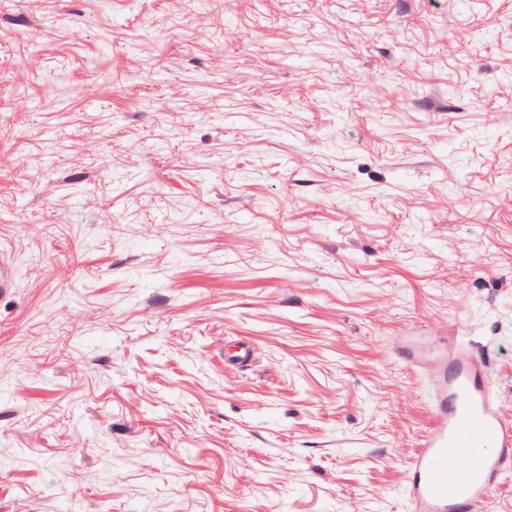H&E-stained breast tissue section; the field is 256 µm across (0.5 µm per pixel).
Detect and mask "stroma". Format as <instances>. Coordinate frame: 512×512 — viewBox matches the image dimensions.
Returning a JSON list of instances; mask_svg holds the SVG:
<instances>
[{
    "label": "stroma",
    "instance_id": "35a3bbf8",
    "mask_svg": "<svg viewBox=\"0 0 512 512\" xmlns=\"http://www.w3.org/2000/svg\"><path fill=\"white\" fill-rule=\"evenodd\" d=\"M1 261L0 512H412L409 349L512 420V0H0Z\"/></svg>",
    "mask_w": 512,
    "mask_h": 512
}]
</instances>
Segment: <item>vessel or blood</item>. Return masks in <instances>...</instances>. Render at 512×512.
<instances>
[{"instance_id": "1", "label": "vessel or blood", "mask_w": 512, "mask_h": 512, "mask_svg": "<svg viewBox=\"0 0 512 512\" xmlns=\"http://www.w3.org/2000/svg\"><path fill=\"white\" fill-rule=\"evenodd\" d=\"M455 459L466 467L451 468ZM509 468L512 421L494 405L481 356L460 342L442 366L433 422L410 464L413 512H477Z\"/></svg>"}]
</instances>
